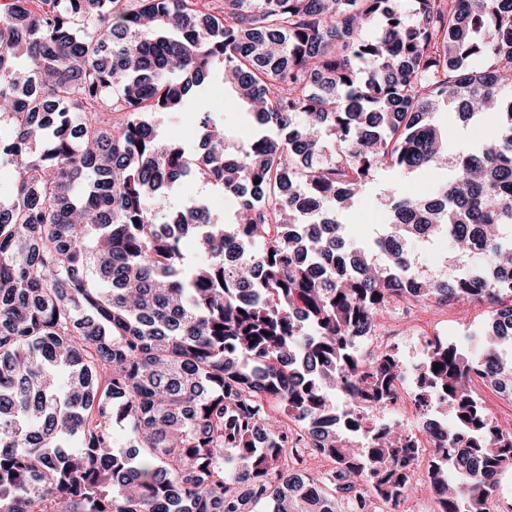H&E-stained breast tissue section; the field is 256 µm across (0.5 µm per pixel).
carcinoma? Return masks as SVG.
<instances>
[{
  "instance_id": "obj_1",
  "label": "carcinoma",
  "mask_w": 512,
  "mask_h": 512,
  "mask_svg": "<svg viewBox=\"0 0 512 512\" xmlns=\"http://www.w3.org/2000/svg\"><path fill=\"white\" fill-rule=\"evenodd\" d=\"M9 0L0 10V512H369L399 506L419 453L399 424L354 437L394 355L353 336L402 299L495 306L491 325L416 368L449 416L438 512H491L512 429L472 373L512 389V0ZM34 62L31 67L28 62ZM232 81L254 132L203 108ZM493 103L496 133L456 151L429 121ZM198 114V149L155 113ZM451 176L388 194L366 247L336 218L380 169ZM223 191L221 223L176 208ZM196 240L187 256L182 240ZM443 237L459 268L417 269ZM436 364L442 365L433 371ZM303 420L319 477L281 420ZM126 424L125 441L113 424ZM214 196H223L212 187L206 186L201 182L184 181L182 182L171 197L174 206H179L192 199L212 200Z\"/></svg>"
}]
</instances>
